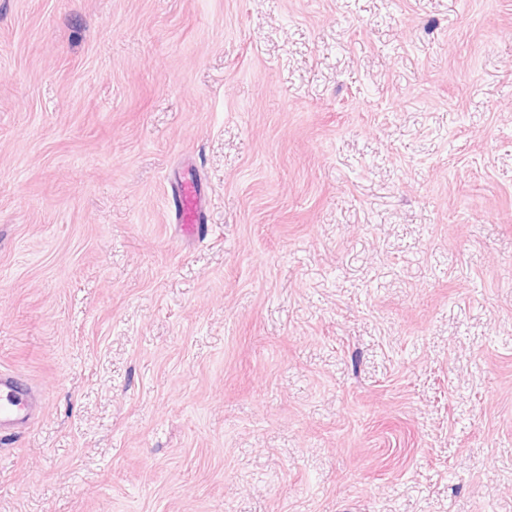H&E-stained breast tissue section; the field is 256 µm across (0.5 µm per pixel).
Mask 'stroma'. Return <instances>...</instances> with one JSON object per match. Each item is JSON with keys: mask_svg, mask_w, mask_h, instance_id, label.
Returning <instances> with one entry per match:
<instances>
[{"mask_svg": "<svg viewBox=\"0 0 512 512\" xmlns=\"http://www.w3.org/2000/svg\"><path fill=\"white\" fill-rule=\"evenodd\" d=\"M0 369V512H512V0H0ZM173 201L182 230L193 236L200 228L206 206V200L198 190L196 182L187 178L180 180ZM38 408L32 388L19 375L0 370V433H9L32 422Z\"/></svg>", "mask_w": 512, "mask_h": 512, "instance_id": "obj_1", "label": "stroma"}]
</instances>
